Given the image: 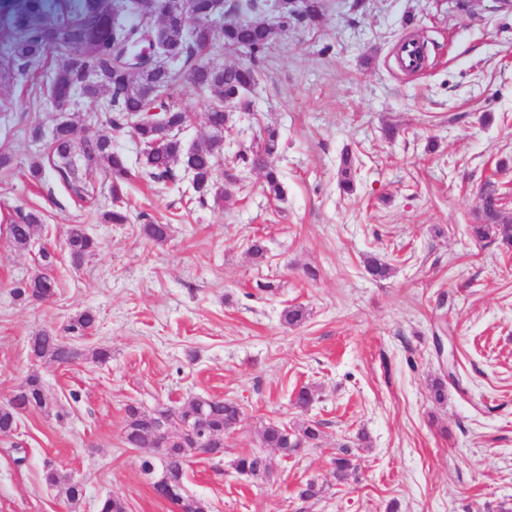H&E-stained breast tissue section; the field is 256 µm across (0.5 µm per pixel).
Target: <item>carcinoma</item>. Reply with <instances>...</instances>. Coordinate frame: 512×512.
Masks as SVG:
<instances>
[{
    "instance_id": "cac0c4a2",
    "label": "carcinoma",
    "mask_w": 512,
    "mask_h": 512,
    "mask_svg": "<svg viewBox=\"0 0 512 512\" xmlns=\"http://www.w3.org/2000/svg\"><path fill=\"white\" fill-rule=\"evenodd\" d=\"M105 8L112 9V30L106 37L93 38L83 42L80 33L90 24L95 14ZM225 11L232 14L250 15L265 12L268 5L262 0H225ZM156 0H17L10 10L5 26L9 33V46L5 55L0 56V82L25 77L42 68L48 57L58 62L57 68L49 77L48 83H81L85 95L97 97L106 95L108 111L104 113V125L110 133L101 134L91 140L75 142L62 131L48 150V160L64 181L78 182L74 186L82 199H92L94 186L89 174L97 167L105 169L110 178L109 191L112 198L120 200L124 196L126 184L131 176L125 160L116 155L115 139L127 132L125 116L130 112H147L151 102L141 94L146 83L163 85L171 82V77L160 71L146 67L143 75L135 80L122 81L116 72L131 65V59L148 44L147 35L153 32ZM274 39L271 29L248 22H236L224 27V43L250 53L249 65L224 70L221 66H209L199 62V56L208 43L214 41L212 33L202 30L189 37L180 21L171 18L167 48L178 50L183 66L195 71V86L202 93L216 99H239L245 89L254 81L258 68L264 60ZM184 109L175 100L168 108L161 109V118L166 123L179 126L183 123ZM224 112H209L211 134L192 145L185 147L181 139L170 135L165 141H158L156 117H146L136 135L147 153L142 158L139 171L141 178L157 185H166L179 180L184 166L176 163L177 158L189 157L194 176L196 202L204 207L208 199H225L227 191H211L209 186L214 179L215 164L223 151L217 133L224 127ZM278 149V134L274 129L265 131L261 143L248 154L241 156L244 163L261 169L264 174L267 193L277 200L284 197V189L276 169L273 156ZM85 166L79 172L76 160ZM40 216L35 212L21 215V223L11 224L8 231L11 239L20 248L29 246ZM141 234L149 241L163 243L169 238V225L147 222L141 225ZM470 233L480 241L490 240L506 248H512V217L499 203V193L494 188L485 190L478 222L470 225ZM66 246L73 264L79 265L97 249V242L78 228L66 231ZM40 268L25 284L14 291L22 301H46L55 294L56 282L52 275L54 259L48 250L40 254ZM97 324L96 313L87 309L77 314L71 321L69 330L82 336L92 333ZM29 350L36 359L71 364L85 356L74 343L51 330H39L29 338ZM46 388L42 376L36 372L26 378L22 391L10 401L5 409H0V434L12 435L18 428L20 416L29 410L51 411L53 406L45 400ZM172 414L169 408L145 410L135 405L126 408L124 443L130 448H156L159 443L157 420L159 415ZM242 416L241 407L233 400L207 398L199 403L196 396L190 397L178 408L177 420L192 431L207 430L221 432L235 428ZM323 435L321 424L308 421L297 430H290L285 424L267 423L260 434L263 448H274L287 457L298 451L300 446H316ZM193 441L186 431L174 427L172 435L166 438L163 452L149 456L141 463L144 474L154 479L166 472L170 482L154 486L157 494L171 500L180 512H209L208 503L187 490L186 459L193 451ZM333 475L338 483H344L355 471L351 455L343 451L333 460ZM235 470L256 479L270 477V469L265 457L251 451L234 461ZM44 482L57 489L71 506H77L84 495V488L77 482L63 480L57 470L46 467Z\"/></svg>"
}]
</instances>
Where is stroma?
<instances>
[{
    "mask_svg": "<svg viewBox=\"0 0 512 512\" xmlns=\"http://www.w3.org/2000/svg\"><path fill=\"white\" fill-rule=\"evenodd\" d=\"M330 0L321 27L276 34L259 80L232 103L215 178L228 199L199 206L189 179L160 186L137 175L132 136L116 140L132 178L128 221L112 224L103 173L84 201L46 163L44 137L58 119L40 94L43 74L0 84V404L38 371L62 416L25 412L0 438V512H97L117 495L127 512H174L141 470L147 451L123 444L126 407H179L191 396L237 401L243 411L224 453H191L190 490L211 512H497L512 503V251L478 241L486 181L512 193V8L499 0ZM413 39L427 53L417 72L397 50ZM176 97L194 114L183 134L206 139L211 99L182 75ZM276 128L285 198L263 191L261 171L236 154ZM40 129L42 140L30 137ZM357 167L340 193L341 156ZM41 163L40 176L30 167ZM41 222L28 248L7 227L19 214ZM171 228L143 237L146 220ZM81 226L99 250L73 266L65 232ZM266 252L249 254L251 239ZM54 256L57 295L16 299L14 288ZM391 274L373 279L367 257ZM317 270L316 279L305 275ZM302 307V323L282 312ZM98 323L77 338L106 347L105 363L31 359L41 329L64 333L79 312ZM454 356L457 384L430 396ZM313 404L296 408L302 387ZM322 425L319 446L285 457L265 450L270 478L239 474L234 460L261 449L263 426ZM349 449L354 479L337 483L332 460ZM53 464L83 480L77 509L47 488ZM322 485L312 499L299 492Z\"/></svg>",
    "mask_w": 512,
    "mask_h": 512,
    "instance_id": "35a3bbf8",
    "label": "stroma"
}]
</instances>
